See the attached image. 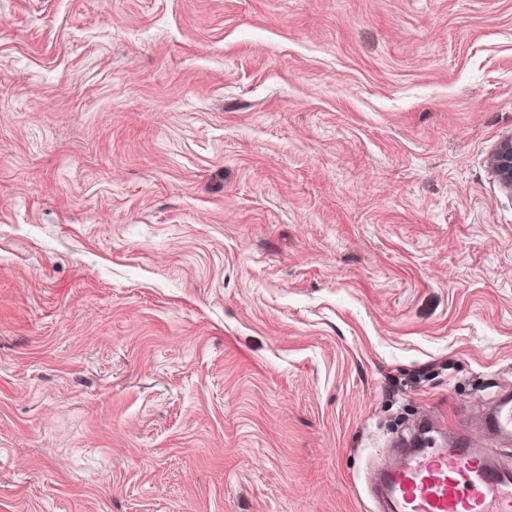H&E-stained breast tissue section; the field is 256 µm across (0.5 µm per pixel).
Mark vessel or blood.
Returning <instances> with one entry per match:
<instances>
[{
  "instance_id": "vessel-or-blood-1",
  "label": "vessel or blood",
  "mask_w": 512,
  "mask_h": 512,
  "mask_svg": "<svg viewBox=\"0 0 512 512\" xmlns=\"http://www.w3.org/2000/svg\"><path fill=\"white\" fill-rule=\"evenodd\" d=\"M486 420L511 442L512 396L502 395ZM384 481L395 512H512V463L465 439L407 452Z\"/></svg>"
}]
</instances>
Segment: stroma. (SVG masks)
I'll return each instance as SVG.
<instances>
[{"instance_id": "obj_1", "label": "stroma", "mask_w": 512, "mask_h": 512, "mask_svg": "<svg viewBox=\"0 0 512 512\" xmlns=\"http://www.w3.org/2000/svg\"><path fill=\"white\" fill-rule=\"evenodd\" d=\"M512 0H0V512H384L512 389ZM492 168L502 185L512 193V138L500 144L492 157Z\"/></svg>"}]
</instances>
